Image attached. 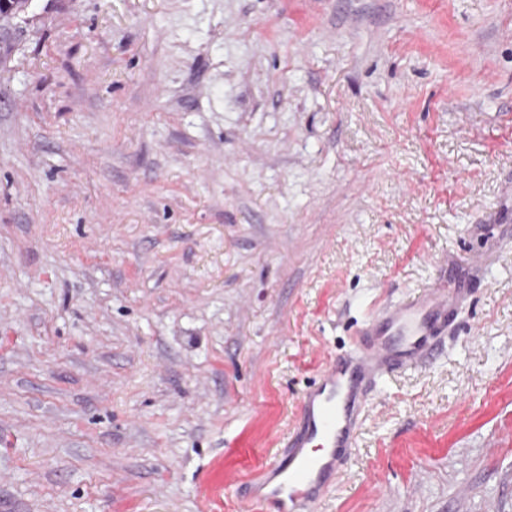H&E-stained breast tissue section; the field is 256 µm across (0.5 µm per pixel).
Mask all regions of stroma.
<instances>
[{
    "label": "stroma",
    "instance_id": "1",
    "mask_svg": "<svg viewBox=\"0 0 512 512\" xmlns=\"http://www.w3.org/2000/svg\"><path fill=\"white\" fill-rule=\"evenodd\" d=\"M12 37L1 503L241 512L326 362L445 278L458 336L316 512H512V0H33Z\"/></svg>",
    "mask_w": 512,
    "mask_h": 512
}]
</instances>
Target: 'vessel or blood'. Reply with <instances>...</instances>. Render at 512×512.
<instances>
[{
    "label": "vessel or blood",
    "instance_id": "1",
    "mask_svg": "<svg viewBox=\"0 0 512 512\" xmlns=\"http://www.w3.org/2000/svg\"><path fill=\"white\" fill-rule=\"evenodd\" d=\"M468 294L438 281L367 323L305 390L287 451L247 488V512H313L356 442L370 389L395 369L428 363Z\"/></svg>",
    "mask_w": 512,
    "mask_h": 512
}]
</instances>
